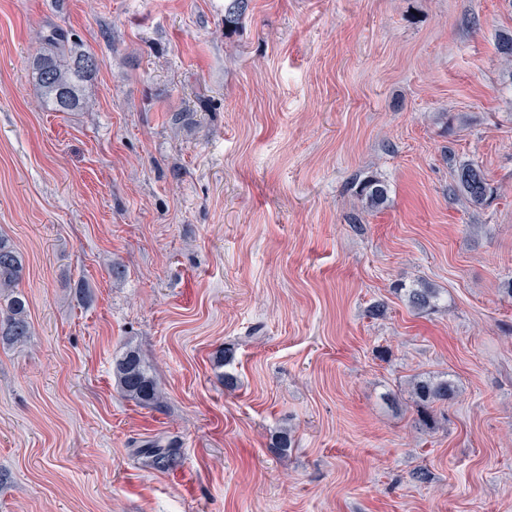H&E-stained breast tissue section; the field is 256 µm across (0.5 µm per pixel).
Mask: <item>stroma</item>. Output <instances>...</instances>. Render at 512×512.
<instances>
[{
	"mask_svg": "<svg viewBox=\"0 0 512 512\" xmlns=\"http://www.w3.org/2000/svg\"><path fill=\"white\" fill-rule=\"evenodd\" d=\"M55 30L97 59L87 111L38 105ZM510 31L512 0H250L229 35L224 0H0L33 328L0 346V512H512ZM126 345L160 404L119 395ZM421 374L456 385L428 423ZM158 436L171 469L133 451ZM454 190L462 194L473 206H483L495 190L484 169L472 161H459ZM355 193L362 203V209H378L388 199V185L375 177H367L355 184ZM404 290V297L409 306L417 312L425 313L433 310L437 306L439 292L437 288H432L428 283L419 282L413 288H397Z\"/></svg>",
	"mask_w": 512,
	"mask_h": 512,
	"instance_id": "stroma-1",
	"label": "stroma"
}]
</instances>
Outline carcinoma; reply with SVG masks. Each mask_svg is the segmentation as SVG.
<instances>
[{"label":"carcinoma","instance_id":"cac0c4a2","mask_svg":"<svg viewBox=\"0 0 512 512\" xmlns=\"http://www.w3.org/2000/svg\"><path fill=\"white\" fill-rule=\"evenodd\" d=\"M249 0H224V31L236 29L245 18ZM93 53L76 42L63 40V35L53 33L43 39L42 46L33 59L32 69L38 87L41 106L54 112H81L87 107L84 95L86 85L92 80L97 66ZM356 195L362 209L374 210L388 199V185L375 177H367L355 184ZM454 190L474 206H483L493 196L494 188L484 169L475 162L461 161L457 167ZM24 276L21 254L6 238L0 236V344L22 346L31 336L28 304L17 286ZM409 306L419 313L437 306L439 292L425 282L404 289ZM113 372L119 394L144 406L159 403L162 395L152 367L139 351L124 348L116 356ZM455 385L445 377L427 375L413 383V395L424 418L431 416L433 405L446 404L454 397ZM139 452L151 459L159 470L174 466L179 448L171 441L166 445L151 441Z\"/></svg>","mask_w":512,"mask_h":512}]
</instances>
